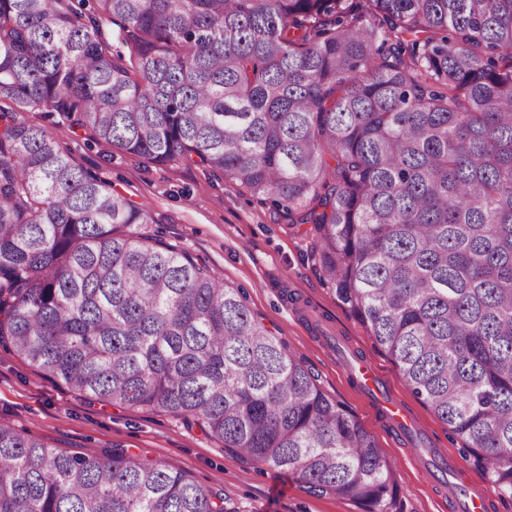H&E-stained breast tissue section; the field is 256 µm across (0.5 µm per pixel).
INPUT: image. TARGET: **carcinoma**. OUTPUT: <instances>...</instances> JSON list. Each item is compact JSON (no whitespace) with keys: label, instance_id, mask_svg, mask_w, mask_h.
<instances>
[{"label":"carcinoma","instance_id":"obj_1","mask_svg":"<svg viewBox=\"0 0 512 512\" xmlns=\"http://www.w3.org/2000/svg\"><path fill=\"white\" fill-rule=\"evenodd\" d=\"M0 0V99L309 225L311 258L412 393L512 498V0ZM120 21L127 68L98 39ZM146 208L0 113V345L95 400L179 417L363 512L394 464L241 292ZM0 512H228L127 448L0 423Z\"/></svg>","mask_w":512,"mask_h":512}]
</instances>
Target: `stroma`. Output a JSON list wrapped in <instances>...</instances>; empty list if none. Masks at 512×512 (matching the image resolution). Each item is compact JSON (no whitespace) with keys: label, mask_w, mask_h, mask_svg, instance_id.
Segmentation results:
<instances>
[{"label":"stroma","mask_w":512,"mask_h":512,"mask_svg":"<svg viewBox=\"0 0 512 512\" xmlns=\"http://www.w3.org/2000/svg\"><path fill=\"white\" fill-rule=\"evenodd\" d=\"M19 113L47 129L114 190L150 210L155 221L146 233L199 257L215 278L245 292L252 315L305 359L324 392L350 409L395 462L406 512H455L447 488L430 477L423 458L386 425L372 398L354 382L349 361L360 357L374 365L389 395L448 457H458L460 440L413 395L398 368L337 299L308 258L310 240L302 228L222 174L180 162L158 165L92 140L58 115ZM1 421L70 453L102 457L117 446L170 462L199 484L220 490L234 512H362L347 498L309 493L294 475L243 459L173 416L91 401L50 383L0 348Z\"/></svg>","instance_id":"stroma-1"}]
</instances>
